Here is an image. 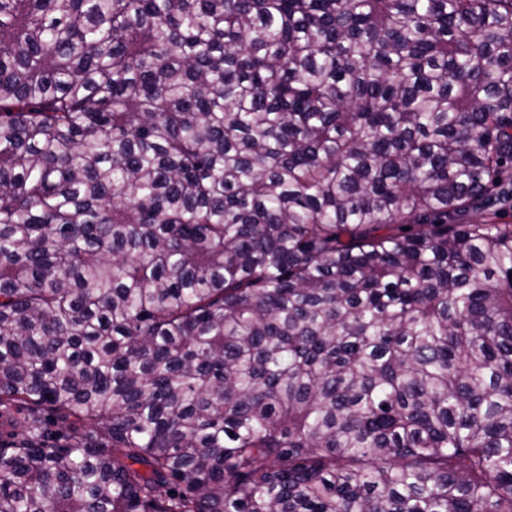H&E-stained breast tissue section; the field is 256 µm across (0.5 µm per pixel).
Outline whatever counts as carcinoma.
Instances as JSON below:
<instances>
[{"mask_svg":"<svg viewBox=\"0 0 512 512\" xmlns=\"http://www.w3.org/2000/svg\"><path fill=\"white\" fill-rule=\"evenodd\" d=\"M512 0H0V512H512Z\"/></svg>","mask_w":512,"mask_h":512,"instance_id":"cac0c4a2","label":"carcinoma"}]
</instances>
